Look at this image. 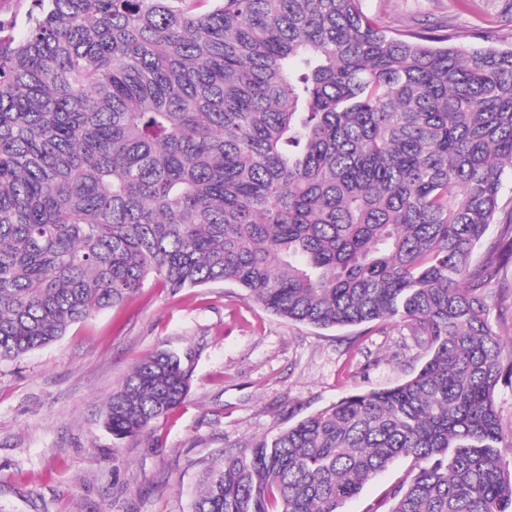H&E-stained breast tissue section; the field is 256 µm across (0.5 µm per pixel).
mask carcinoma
Listing matches in <instances>:
<instances>
[{
  "label": "carcinoma",
  "instance_id": "obj_1",
  "mask_svg": "<svg viewBox=\"0 0 512 512\" xmlns=\"http://www.w3.org/2000/svg\"><path fill=\"white\" fill-rule=\"evenodd\" d=\"M0 25V362L150 280L229 283L288 321L411 324L419 371L215 458L191 512H512L495 391L512 344L481 259L512 175V48L381 27L363 0H34ZM158 350L104 425L139 436L185 401ZM33 8V0H0L1 24L19 39L27 29V16ZM410 471V462L401 460L387 471L378 475L370 482H368L361 493L347 501L341 508L342 512H365L367 506L375 499L380 497L382 492L397 483L402 482L407 478Z\"/></svg>",
  "mask_w": 512,
  "mask_h": 512
}]
</instances>
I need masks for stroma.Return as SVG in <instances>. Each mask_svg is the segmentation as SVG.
Masks as SVG:
<instances>
[{
    "mask_svg": "<svg viewBox=\"0 0 512 512\" xmlns=\"http://www.w3.org/2000/svg\"><path fill=\"white\" fill-rule=\"evenodd\" d=\"M398 33L492 29L512 46V0H364ZM160 349L191 352L183 406L115 441L107 400L131 366ZM427 352L406 323L318 329L281 319L214 283L170 293L157 281L122 306L73 324L55 344L0 362V512H190L191 492L228 444L295 423L348 395L411 377ZM397 462L347 501L365 512L405 480Z\"/></svg>",
    "mask_w": 512,
    "mask_h": 512,
    "instance_id": "obj_1",
    "label": "stroma"
}]
</instances>
